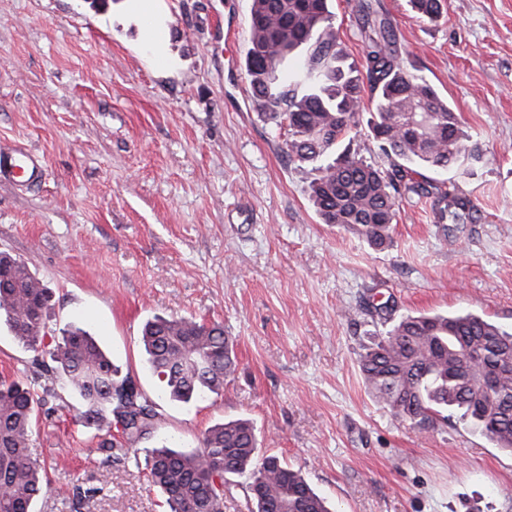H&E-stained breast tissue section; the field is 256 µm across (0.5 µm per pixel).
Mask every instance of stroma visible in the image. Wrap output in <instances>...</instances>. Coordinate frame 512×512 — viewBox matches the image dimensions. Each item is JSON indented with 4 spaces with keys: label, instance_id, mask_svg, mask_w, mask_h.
<instances>
[{
    "label": "stroma",
    "instance_id": "stroma-1",
    "mask_svg": "<svg viewBox=\"0 0 512 512\" xmlns=\"http://www.w3.org/2000/svg\"><path fill=\"white\" fill-rule=\"evenodd\" d=\"M252 0H161L168 66L126 0H0V144L39 155L43 181L0 183V251L49 289L48 325L88 331L158 405L148 448L198 446L251 420L263 452L300 470L332 512H512V452L458 419L421 431L377 404L359 355L394 315L471 312L512 328V0H447L429 22L381 0L404 65L460 115L480 151L433 187L479 220L447 232L402 199L378 250L319 219L316 173L289 162L245 72ZM358 0H332L362 60ZM223 323L236 371L181 402L153 372L154 317ZM0 327V377L51 389L30 441L51 491L35 512H165L133 458L100 471L59 378ZM95 495L76 499L77 489Z\"/></svg>",
    "mask_w": 512,
    "mask_h": 512
}]
</instances>
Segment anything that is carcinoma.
Returning <instances> with one entry per match:
<instances>
[{"label": "carcinoma", "mask_w": 512, "mask_h": 512, "mask_svg": "<svg viewBox=\"0 0 512 512\" xmlns=\"http://www.w3.org/2000/svg\"><path fill=\"white\" fill-rule=\"evenodd\" d=\"M413 12L436 21L445 0H408ZM362 67L347 55L332 22L329 0H252L246 69L253 96L268 119L287 123L290 160L312 166V199L321 220L383 249L391 243L396 204L435 197L437 223L474 224L477 209L446 190L418 181V168L448 170L472 156L459 115L425 79L400 61L396 36L372 0L359 4ZM370 91L375 109L363 119ZM367 125L382 163L357 157L344 141ZM48 291L20 259L0 252V319L15 338L48 359L35 364L65 379L82 401L78 422L105 433L96 450L127 451L156 432L160 413L130 387L84 330L47 343ZM149 362L172 398L188 402L217 393L236 369L233 342L219 323L157 317L144 326ZM512 332L472 313L404 315L360 355L365 386L400 420L426 430L455 416L512 452ZM40 398L17 381L0 380V512H34L50 481L28 451ZM149 483L169 512H224L214 478H246L253 512H330L303 474L276 455L262 454L256 427L232 419L208 428L191 451L148 448Z\"/></svg>", "instance_id": "obj_1"}]
</instances>
